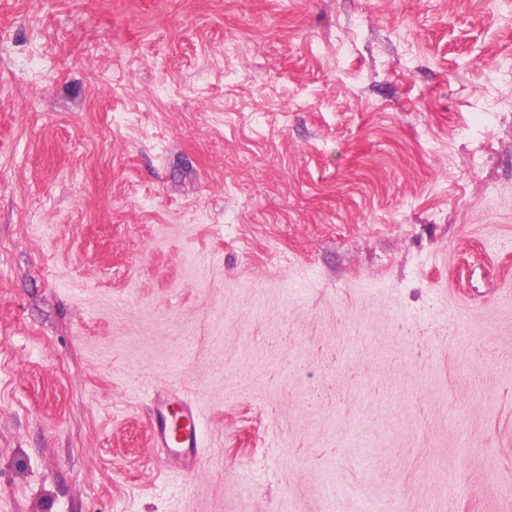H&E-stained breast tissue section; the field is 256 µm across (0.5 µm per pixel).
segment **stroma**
Listing matches in <instances>:
<instances>
[{"label": "stroma", "mask_w": 512, "mask_h": 512, "mask_svg": "<svg viewBox=\"0 0 512 512\" xmlns=\"http://www.w3.org/2000/svg\"><path fill=\"white\" fill-rule=\"evenodd\" d=\"M0 512H512V0H0ZM172 398L171 392L155 394L161 411L160 417L154 419L152 438L157 447L167 448L187 469H192L201 448L199 416L192 405L182 403L179 414L168 417L167 408Z\"/></svg>", "instance_id": "1"}]
</instances>
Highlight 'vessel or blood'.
Returning <instances> with one entry per match:
<instances>
[{
    "instance_id": "obj_1",
    "label": "vessel or blood",
    "mask_w": 512,
    "mask_h": 512,
    "mask_svg": "<svg viewBox=\"0 0 512 512\" xmlns=\"http://www.w3.org/2000/svg\"><path fill=\"white\" fill-rule=\"evenodd\" d=\"M153 440L157 447L168 449L186 468H193L200 448L199 416L190 404H182L178 414L163 413L153 423Z\"/></svg>"
}]
</instances>
